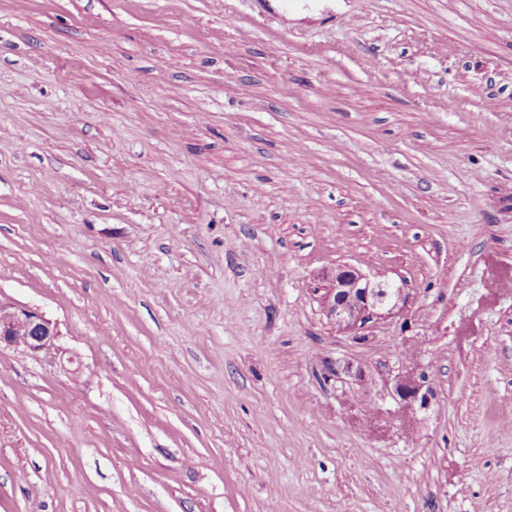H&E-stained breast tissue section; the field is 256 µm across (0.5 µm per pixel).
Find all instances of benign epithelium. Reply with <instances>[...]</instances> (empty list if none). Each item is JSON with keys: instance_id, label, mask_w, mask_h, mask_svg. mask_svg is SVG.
<instances>
[{"instance_id": "7a95c632", "label": "benign epithelium", "mask_w": 512, "mask_h": 512, "mask_svg": "<svg viewBox=\"0 0 512 512\" xmlns=\"http://www.w3.org/2000/svg\"><path fill=\"white\" fill-rule=\"evenodd\" d=\"M325 280L326 313L340 329L351 330L373 319L392 317L406 301L405 289L395 288L393 282L371 277L351 265L336 267L325 275ZM59 337L56 323L44 315L0 302V346H22L38 354L56 347ZM390 396L400 410L427 402L422 382L410 374L395 378Z\"/></svg>"}]
</instances>
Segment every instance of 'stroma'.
<instances>
[{"label": "stroma", "mask_w": 512, "mask_h": 512, "mask_svg": "<svg viewBox=\"0 0 512 512\" xmlns=\"http://www.w3.org/2000/svg\"><path fill=\"white\" fill-rule=\"evenodd\" d=\"M321 2L0 0V512H512V0ZM379 277H370L351 265H340L325 275V309L338 328L355 329L400 312L406 301L405 289L391 288L393 282ZM60 332L56 323L44 315L0 302V348L22 346L38 354L56 347ZM423 384L420 379L413 375H401L395 378V384L390 396L395 401L398 409L409 410L419 402L425 405L427 402V392H422Z\"/></svg>", "instance_id": "obj_1"}]
</instances>
